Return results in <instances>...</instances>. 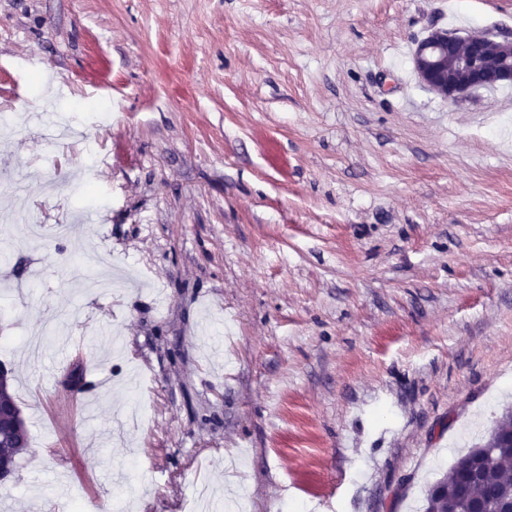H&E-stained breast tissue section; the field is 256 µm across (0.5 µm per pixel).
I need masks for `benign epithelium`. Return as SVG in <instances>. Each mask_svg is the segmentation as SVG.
Wrapping results in <instances>:
<instances>
[{
  "label": "benign epithelium",
  "mask_w": 512,
  "mask_h": 512,
  "mask_svg": "<svg viewBox=\"0 0 512 512\" xmlns=\"http://www.w3.org/2000/svg\"><path fill=\"white\" fill-rule=\"evenodd\" d=\"M421 84L457 100L479 89L512 83V35L477 31L460 36L432 28L411 57Z\"/></svg>",
  "instance_id": "7a95c632"
}]
</instances>
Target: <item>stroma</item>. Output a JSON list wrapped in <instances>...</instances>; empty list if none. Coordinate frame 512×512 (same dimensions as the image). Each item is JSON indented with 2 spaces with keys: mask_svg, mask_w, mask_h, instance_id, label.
I'll use <instances>...</instances> for the list:
<instances>
[{
  "mask_svg": "<svg viewBox=\"0 0 512 512\" xmlns=\"http://www.w3.org/2000/svg\"><path fill=\"white\" fill-rule=\"evenodd\" d=\"M433 26L512 33V0H0V110L34 115L0 216L76 227L0 223V500L423 512L512 407V84L431 92ZM0 432L2 434V440L0 441V460L1 454L3 453L4 456L8 459L9 464L14 465L16 467L18 455L22 453L24 450H26L29 446L28 431L26 434L25 442L17 448H14L18 444L16 436L7 432L6 425H1Z\"/></svg>",
  "mask_w": 512,
  "mask_h": 512,
  "instance_id": "1",
  "label": "stroma"
}]
</instances>
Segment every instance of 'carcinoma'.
I'll use <instances>...</instances> for the list:
<instances>
[{"instance_id": "carcinoma-1", "label": "carcinoma", "mask_w": 512, "mask_h": 512, "mask_svg": "<svg viewBox=\"0 0 512 512\" xmlns=\"http://www.w3.org/2000/svg\"><path fill=\"white\" fill-rule=\"evenodd\" d=\"M498 447L486 449V443H479L461 457L456 464L429 487L426 492L424 512H464L466 500L458 488L462 473L459 467L466 461L477 458L481 462V476L468 488V495L483 501L488 512H499V509L512 503V446L502 439H497ZM29 442L17 445L16 436L7 432V426L0 427V454L4 455L11 465H17V457L26 450Z\"/></svg>"}]
</instances>
